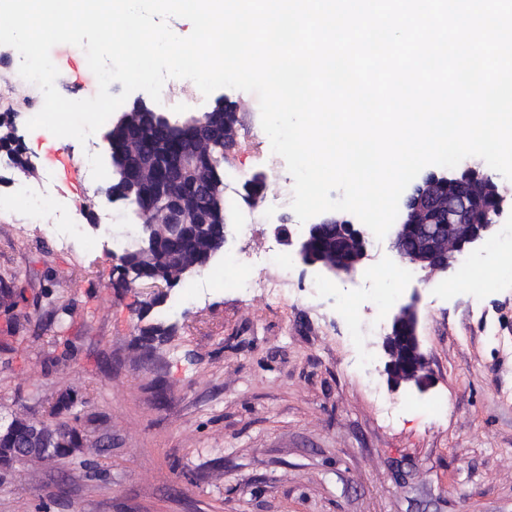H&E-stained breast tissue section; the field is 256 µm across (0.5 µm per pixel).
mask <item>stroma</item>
I'll return each instance as SVG.
<instances>
[{"instance_id":"stroma-1","label":"stroma","mask_w":512,"mask_h":512,"mask_svg":"<svg viewBox=\"0 0 512 512\" xmlns=\"http://www.w3.org/2000/svg\"><path fill=\"white\" fill-rule=\"evenodd\" d=\"M55 83L83 99L74 81L84 51L50 52ZM241 123L239 151L224 167L228 192L255 171L264 198L292 183L282 157L257 160L246 142L262 134L256 95L221 89ZM42 96L19 74L13 47L0 45V98L27 168L0 150V419L45 415L67 385L80 388V423L105 443L96 473L66 457L32 485L0 476V512H512V272L476 268L472 283L417 271L420 336L434 385L392 390L379 336L350 340V320L379 318L378 301L359 293L361 277L311 293L318 276L295 261L298 285L282 298L215 287L195 274L205 298L182 301L183 286L154 302L150 288L117 287L102 244L56 246L54 210L37 214L14 201L17 184L40 193L53 182L74 219L102 212L134 223L127 202L94 201L83 147L28 130L25 114ZM250 233L232 226L229 251L278 244L277 226L297 232L292 209H255ZM68 304L59 320L54 302ZM161 319L174 332L152 361L132 351L141 323ZM23 350L5 344L12 322ZM373 362L361 369L364 352ZM68 357L66 371L57 358Z\"/></svg>"}]
</instances>
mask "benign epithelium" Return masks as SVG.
I'll return each mask as SVG.
<instances>
[{
	"instance_id": "1",
	"label": "benign epithelium",
	"mask_w": 512,
	"mask_h": 512,
	"mask_svg": "<svg viewBox=\"0 0 512 512\" xmlns=\"http://www.w3.org/2000/svg\"><path fill=\"white\" fill-rule=\"evenodd\" d=\"M144 103L141 95L123 103L112 118L111 128L136 132L131 107ZM152 117L151 150L132 156L121 165V173L126 181L153 185V206L157 207L160 222L166 225L170 241L176 247L189 228L202 223L201 211L188 203L184 187L192 186L197 197L206 199L211 194V184L196 174L197 153L172 155L166 146L165 133L172 128L186 129L199 150L222 138L228 142L224 150L227 162L239 146L235 133L239 117L232 108L223 123L209 112L179 118L155 112ZM100 161L107 175H112L117 160L110 133L103 138ZM264 184L265 176L261 172L245 179L241 197L248 207L258 206L262 193L255 187ZM504 202L494 178L477 167L454 171L431 169L403 197L397 221L388 231L391 249L404 265L446 274L460 258L479 254L482 241L496 229V218L503 212ZM132 205L133 215L139 221L140 240H152L151 210L139 197L132 200ZM370 239L365 225L328 213L305 225L297 240L287 236L286 244L295 247L306 266L323 276L341 279L365 268V261L370 259ZM421 301L418 287H411L406 300L392 315L382 338V349L386 358L384 371L391 386H411L424 392L433 380L419 336ZM29 425L30 436L7 452L9 471L30 461L37 449L59 440L60 432L52 417L31 418Z\"/></svg>"
}]
</instances>
